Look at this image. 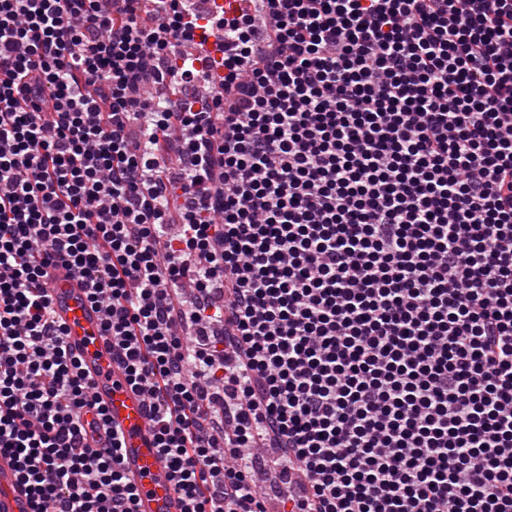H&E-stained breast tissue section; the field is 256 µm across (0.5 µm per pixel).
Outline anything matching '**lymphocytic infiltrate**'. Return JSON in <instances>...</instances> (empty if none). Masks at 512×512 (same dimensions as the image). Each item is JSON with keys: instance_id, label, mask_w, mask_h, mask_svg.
Listing matches in <instances>:
<instances>
[{"instance_id": "1", "label": "lymphocytic infiltrate", "mask_w": 512, "mask_h": 512, "mask_svg": "<svg viewBox=\"0 0 512 512\" xmlns=\"http://www.w3.org/2000/svg\"><path fill=\"white\" fill-rule=\"evenodd\" d=\"M198 18L0 0V459L32 512H138L58 261L185 512H266L267 471L282 512H512V0H267L212 20L218 83Z\"/></svg>"}]
</instances>
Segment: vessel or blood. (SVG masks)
<instances>
[{
  "label": "vessel or blood",
  "instance_id": "1",
  "mask_svg": "<svg viewBox=\"0 0 512 512\" xmlns=\"http://www.w3.org/2000/svg\"><path fill=\"white\" fill-rule=\"evenodd\" d=\"M48 293L55 318L67 329V343L81 368L95 383L108 423L120 427L125 439L122 468L139 492V512H184L185 503L169 480L165 460L157 453L148 422V401L125 381L103 334L101 311L88 299L81 283L65 268H55ZM0 512H31L30 499L11 467L0 464Z\"/></svg>",
  "mask_w": 512,
  "mask_h": 512
}]
</instances>
